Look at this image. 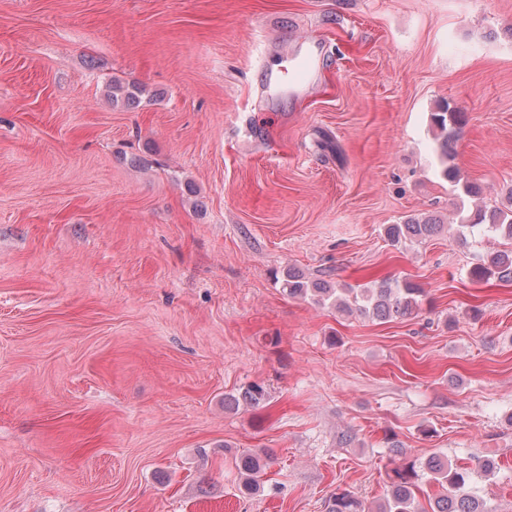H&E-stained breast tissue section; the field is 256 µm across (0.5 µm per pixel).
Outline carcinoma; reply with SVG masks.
<instances>
[{
	"mask_svg": "<svg viewBox=\"0 0 512 512\" xmlns=\"http://www.w3.org/2000/svg\"><path fill=\"white\" fill-rule=\"evenodd\" d=\"M146 89L138 84H122L114 81L109 85L108 95L115 105L134 108L140 105ZM431 122L437 130L440 153V175L454 186L460 184L459 171L448 164L454 144L462 128V112L447 102L441 111L431 114ZM462 185V184H460ZM462 191L477 197L481 189L472 184H463ZM506 206H478L473 211L463 208L457 212L456 237L465 242L471 237L494 238L502 236L512 240V188L507 192ZM444 222L434 216H410L399 224L385 228L387 240L393 246L407 242H422L439 234ZM469 274L471 278L484 281L497 278L512 282V250L487 252ZM282 289L290 298L309 300L319 306H329L346 315L357 314L378 321L407 317L419 313L425 291L418 284L398 277H384L367 284H337L330 280H311L292 268L282 273ZM267 398L265 387L251 382L237 394L224 397V405L237 407L244 403L258 407ZM267 454L249 453L236 458V466L242 477L241 490L251 493L258 489L268 465ZM497 463L492 458L475 460L468 466L452 465L448 457L430 454L416 462L409 460L386 473L387 493L383 500L369 505L350 490L336 488L328 500L327 512H488L483 500L473 491L472 484L478 476L493 473ZM431 477L442 488L437 496L428 499L429 508L420 505L419 495L424 493L422 479Z\"/></svg>",
	"mask_w": 512,
	"mask_h": 512,
	"instance_id": "1",
	"label": "carcinoma"
}]
</instances>
